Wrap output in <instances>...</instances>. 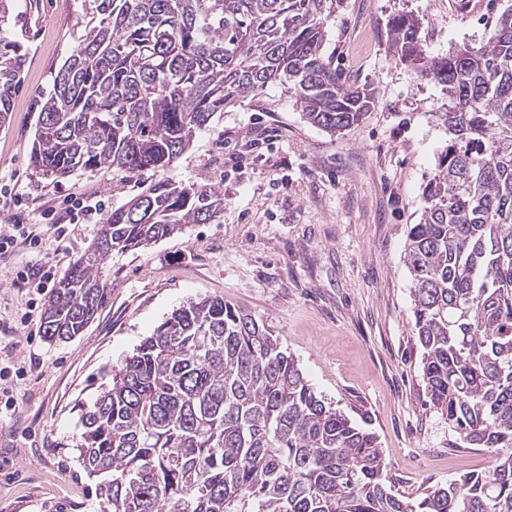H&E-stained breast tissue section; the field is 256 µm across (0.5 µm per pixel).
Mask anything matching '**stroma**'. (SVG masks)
<instances>
[{
    "mask_svg": "<svg viewBox=\"0 0 512 512\" xmlns=\"http://www.w3.org/2000/svg\"><path fill=\"white\" fill-rule=\"evenodd\" d=\"M512 0H344L328 22L327 54L346 80L375 90L362 122L333 135L302 118L280 84L217 113L169 168L118 169L45 179L30 166L41 102L80 34V0H14L5 36L27 57L9 123L0 126V196L23 197L9 217L48 224L63 200H96L44 258L65 272L97 238L112 208L168 179L212 184L224 214L148 248L112 251L105 303L81 336L47 342L40 321L21 324L26 297L0 271V368L17 402L0 414V512H102L97 485L74 448L80 411L137 345L188 300L221 297L269 325L317 394L375 433L394 493L414 501L429 488L487 470L491 453L460 445L423 391L411 281L403 262L408 225L449 133L441 85L417 77L387 44V24L420 21L431 55L481 44ZM274 135L267 161L224 172L226 147L257 131Z\"/></svg>",
    "mask_w": 512,
    "mask_h": 512,
    "instance_id": "stroma-1",
    "label": "stroma"
}]
</instances>
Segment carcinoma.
Instances as JSON below:
<instances>
[{
    "mask_svg": "<svg viewBox=\"0 0 512 512\" xmlns=\"http://www.w3.org/2000/svg\"><path fill=\"white\" fill-rule=\"evenodd\" d=\"M341 0H82L78 44L39 112L34 171L55 181L104 168L161 171L197 131L270 83L336 134L374 92L324 47ZM420 23L388 42L443 86L450 139L407 229L414 332L430 404L492 467L411 502L388 486L375 435L327 405L268 327L222 298L174 310L80 416L75 451L103 512H512V8L479 47L427 53ZM27 50L0 37V125ZM224 193L159 179L113 209L93 247L50 289L42 334L83 333L101 308L103 264L212 223Z\"/></svg>",
    "mask_w": 512,
    "mask_h": 512,
    "instance_id": "obj_1",
    "label": "carcinoma"
}]
</instances>
